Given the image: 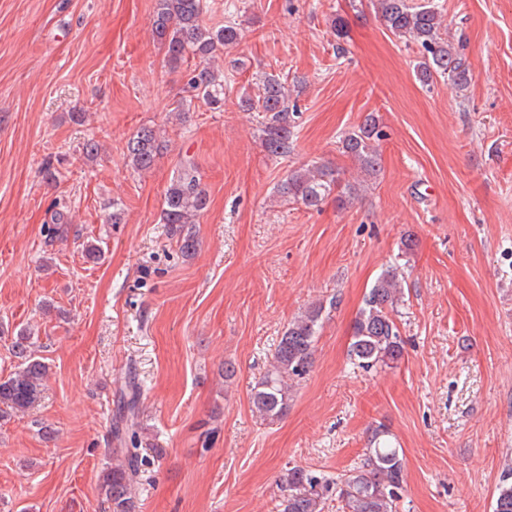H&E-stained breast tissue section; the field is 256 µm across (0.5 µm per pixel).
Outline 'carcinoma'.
I'll use <instances>...</instances> for the list:
<instances>
[{
    "label": "carcinoma",
    "instance_id": "1",
    "mask_svg": "<svg viewBox=\"0 0 512 512\" xmlns=\"http://www.w3.org/2000/svg\"><path fill=\"white\" fill-rule=\"evenodd\" d=\"M386 29L407 45L418 46L420 60L415 77L428 88L439 78L453 82L461 92L470 81L465 44L448 38L442 12L432 0L416 4L411 0H370ZM206 0H157L153 17L154 40L165 52L168 65L180 66L187 57L198 60L187 82L191 98L214 103L224 95V74L211 65L218 54L238 44L241 29L236 22L213 30L203 24ZM286 80L264 73L250 91L240 97L241 106L263 114L262 142L273 157L290 152L297 117L295 102ZM381 132L378 118L370 113L356 129L339 140V152L350 158L368 176L378 174L381 154L377 142ZM167 149L155 128L142 126L127 142L131 164L138 171H149ZM364 185L341 178V170L330 164H307L287 173L278 186L283 202L318 209L332 200L345 209L359 196ZM208 193L191 162L179 165L164 194L161 223L183 257H192L198 248L193 224L207 208ZM51 234H67L69 217L62 210L51 218ZM400 266L386 268L366 293L352 327L350 358L363 369L399 361L404 347L394 312L403 298ZM334 302H316L288 323L272 354L270 367L256 381L250 394L253 411L266 420L283 417L288 410V381L303 378L312 365L318 331ZM14 356L21 360L18 371L0 378V403L12 409H25L37 397L48 374V365L31 352V331L19 328L11 338ZM141 385L129 376L121 392L118 414L113 419L116 448L107 449L111 467L99 481V489L112 512H136V478L142 465L138 449ZM405 482L402 449L389 432L377 429L370 439L359 466L336 480L304 467L288 469L279 489V512H323L327 500H340L346 512H397ZM494 512H512V466L504 469Z\"/></svg>",
    "mask_w": 512,
    "mask_h": 512
}]
</instances>
